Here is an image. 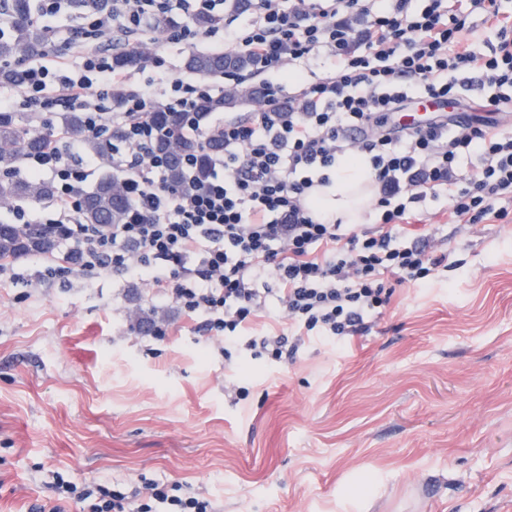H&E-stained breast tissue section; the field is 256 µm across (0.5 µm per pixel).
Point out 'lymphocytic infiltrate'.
I'll use <instances>...</instances> for the list:
<instances>
[{
    "label": "lymphocytic infiltrate",
    "instance_id": "obj_1",
    "mask_svg": "<svg viewBox=\"0 0 512 512\" xmlns=\"http://www.w3.org/2000/svg\"><path fill=\"white\" fill-rule=\"evenodd\" d=\"M240 26L224 15V0H112L90 11L68 33L50 18L72 0H39L51 54L26 58V79L0 84V112L27 113L46 138L28 156L30 176H49L54 217L46 223L61 245L35 257L37 279L92 284L102 273L145 284L199 318L206 335L222 340L225 360L295 359L310 339L345 342L368 330L395 286L427 285L448 270V253L429 242L445 225L412 236L408 219L428 201L445 199L448 223L463 229L512 218V133L493 111L512 102V12L502 0H250ZM200 15L214 23L201 30ZM176 17L168 45L188 48L209 39L215 51L243 55L248 69L225 72L240 86L283 64L306 66L295 77L288 107L269 103L246 116L204 122L199 100L216 86L177 77L153 60L150 86L112 64L109 45L152 44L153 23ZM484 35L485 51L466 36ZM163 87V96L151 85ZM442 102L443 112L415 127L396 122L406 88ZM479 91L489 113L466 115L463 94ZM182 113L181 138L224 142L210 174L196 176L187 157L184 184L172 186L154 145L157 108ZM83 112L98 133L120 128L112 167L130 202L123 224H87L81 203L93 167L50 114ZM360 158L374 172L370 226L342 224L317 214L310 196L328 184L339 161ZM286 318L284 333L251 335L259 319ZM54 502L38 512H215L210 499L179 484L147 481L123 488L108 479L58 478Z\"/></svg>",
    "mask_w": 512,
    "mask_h": 512
}]
</instances>
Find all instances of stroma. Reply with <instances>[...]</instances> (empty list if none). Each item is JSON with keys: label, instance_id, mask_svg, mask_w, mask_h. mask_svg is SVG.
<instances>
[{"label": "stroma", "instance_id": "obj_1", "mask_svg": "<svg viewBox=\"0 0 512 512\" xmlns=\"http://www.w3.org/2000/svg\"><path fill=\"white\" fill-rule=\"evenodd\" d=\"M455 267L370 331L242 356L148 288L0 282V512L56 475L180 483L217 512H512V223L448 233ZM165 322L154 340L140 318Z\"/></svg>", "mask_w": 512, "mask_h": 512}]
</instances>
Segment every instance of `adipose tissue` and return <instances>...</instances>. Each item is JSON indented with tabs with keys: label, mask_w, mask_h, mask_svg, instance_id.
<instances>
[{
	"label": "adipose tissue",
	"mask_w": 512,
	"mask_h": 512,
	"mask_svg": "<svg viewBox=\"0 0 512 512\" xmlns=\"http://www.w3.org/2000/svg\"><path fill=\"white\" fill-rule=\"evenodd\" d=\"M372 197V174L362 160L341 162L329 186L314 194V208L326 215L342 217L344 223L359 224Z\"/></svg>",
	"instance_id": "adipose-tissue-1"
}]
</instances>
